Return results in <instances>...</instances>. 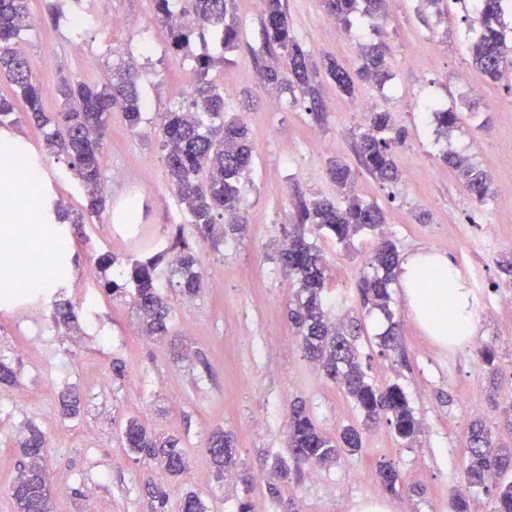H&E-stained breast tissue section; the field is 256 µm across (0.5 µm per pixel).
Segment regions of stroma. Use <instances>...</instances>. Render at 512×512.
Segmentation results:
<instances>
[{
    "label": "stroma",
    "mask_w": 512,
    "mask_h": 512,
    "mask_svg": "<svg viewBox=\"0 0 512 512\" xmlns=\"http://www.w3.org/2000/svg\"><path fill=\"white\" fill-rule=\"evenodd\" d=\"M58 18L47 11L49 0H28L37 29L22 32L18 48L48 92L46 111L59 102L54 87L60 78L102 80L113 68L130 64L143 75L142 89L149 117L141 133L128 130L120 113H113L104 144L103 175L108 197H137L140 233L148 245L162 246L185 214L168 184L166 168L151 123L156 113L180 100L192 83L194 58L226 56L209 77L231 105L252 99L249 128L256 149L253 168L243 184L248 224L243 233L227 235L212 245L192 243L200 257L203 286L191 297L171 294V318L166 336L146 335L127 301L105 295L103 274L119 275V264L132 250L127 235L115 234V208L82 227L68 226L61 237V279L28 304V291L18 290V306L0 307V362L16 379L0 383V512H17L10 487L18 474L19 445L29 427L39 428L48 448L52 473L50 495L55 512H156L149 489L166 484V512H177L181 498L197 493L207 512H237L249 501L252 512H359L361 503L377 501L389 512H450L452 497L468 490L471 512H493L495 490L467 489L462 469L467 426L482 419L499 434L501 412L512 404V309L487 314L485 298L512 291V200L496 188L512 182V159L500 145L512 140V94L504 84H486L483 96L469 94L460 74L469 63L461 42L459 10L447 18L423 24L418 0H391L380 30L364 20L349 40L336 38V23L320 0H288L293 31L313 57L329 54L356 67L363 44L382 36L394 61L385 88L363 85L357 100L392 113L407 138L397 154L399 168L414 173L397 183L383 184L357 168L355 191L366 202L382 207L400 255L426 249L448 255L463 284H481L473 296L478 324L476 341L455 345L434 341L411 313L400 286H392V315L368 312L357 284L371 257L376 233L359 236L353 248L314 236L326 258L330 305L336 317L360 326L357 341L363 367L376 383H399L418 418L422 432L412 444L398 439L387 425L367 431L361 451L340 462L305 472L301 477L268 483L275 460L287 457L288 408L303 400L316 424L327 433L359 424L352 402L334 382L307 360L288 325L293 284L281 270L279 253L288 238L295 193L336 197L326 174L335 156L355 161L362 130L352 119L354 101L324 88L325 120L315 123L300 106L288 104V93H269L260 83L253 54L261 50L259 0H237L242 29L238 48L223 50L219 39L194 42L191 56L168 51V31L154 19L152 0H56ZM93 18L73 50V11ZM416 51L421 63L401 65V57ZM441 101L459 112L477 111L476 123L454 136L455 150L486 170L494 186L485 202L471 199L444 164V140L419 105ZM12 129L0 128V139L19 141L27 153L44 161L39 189L69 210L85 205L84 191L70 176L64 160L48 155L43 132L27 122L24 105H16ZM480 215L472 225L475 236L497 242L493 251L473 253L463 247L458 227L468 214ZM117 260L109 272L97 264L101 253ZM75 306V318L55 323L52 307L58 298ZM395 325L397 347L381 350L377 336ZM496 351L493 365L482 363L477 347ZM120 361L122 376L112 371ZM76 396L78 410L67 413L63 391ZM26 393L17 401V393ZM135 417L156 433L178 440L186 468L177 476L154 464L135 463L123 450L119 428ZM235 438L238 459L247 467L251 484L238 471L216 478L207 451L214 432ZM388 465L403 477L400 494L385 491L376 471ZM363 481H356V474Z\"/></svg>",
    "instance_id": "stroma-1"
}]
</instances>
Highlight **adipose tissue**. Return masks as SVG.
<instances>
[{"label":"adipose tissue","mask_w":512,"mask_h":512,"mask_svg":"<svg viewBox=\"0 0 512 512\" xmlns=\"http://www.w3.org/2000/svg\"><path fill=\"white\" fill-rule=\"evenodd\" d=\"M41 249L37 263L21 260L29 246ZM52 225L32 231L17 224L0 226V280L18 288L43 290L52 286L59 269ZM399 279L412 314L434 340H448V315L461 295L452 260L441 253L419 250L408 254L399 269Z\"/></svg>","instance_id":"ef3b65f1"}]
</instances>
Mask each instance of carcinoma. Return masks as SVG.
Wrapping results in <instances>:
<instances>
[{
    "label": "carcinoma",
    "mask_w": 512,
    "mask_h": 512,
    "mask_svg": "<svg viewBox=\"0 0 512 512\" xmlns=\"http://www.w3.org/2000/svg\"><path fill=\"white\" fill-rule=\"evenodd\" d=\"M460 6L462 21L471 37L464 41L470 65L482 76L498 81L512 69V0H478L477 12L465 0H421L432 12L448 15V2ZM155 18L169 30V51L180 55L191 42L211 32L219 36L224 49H233L241 39V27L235 15L236 0H153ZM264 53L255 57V65L264 87L286 91L294 103L301 102L314 119L323 112L322 86L327 80L340 94L354 99L362 81L384 85L391 76V58L385 45L370 43L362 47L357 68L352 69L327 55L313 61L294 35L287 0H259ZM325 14L351 28L363 19L389 11V0H321ZM33 20L27 0H0V74L7 75L22 98L29 118L45 129L44 146L48 154L67 162L70 173L86 195L85 212L71 216L57 202L54 212L64 224H83L85 214L100 215L107 197L102 179V145L112 113L122 114L128 129L138 133L145 121V102L140 91V74L116 68L99 83L61 78L55 91L60 101L57 112L42 110L43 86L14 44L19 34L31 28ZM281 51L287 67L266 63L264 55ZM217 60L202 54L196 59L195 77L184 100L157 113L155 135L164 152L168 181L174 195L188 214L197 236L216 245L225 231L242 232L247 224L241 186L251 170L254 146L248 128L237 109L226 105L224 92L211 79ZM437 135L450 138L462 127L461 113L439 108L430 113ZM406 132L394 128L391 113L373 111L360 133L357 157L360 164L378 181L394 183L400 176L396 156ZM442 160L464 184L473 200L482 202L490 193L488 173L470 158L446 151ZM327 172L339 189L336 201L296 195L292 206L296 224L288 233V246L282 250L285 274L295 281L290 299L288 321L299 339L304 355L321 368L327 377L339 383L361 416L364 428L387 423L395 435L411 443L421 431L403 389L397 383L379 386L362 367L356 346L357 337L346 335L329 316V276L321 249L305 237L309 225L317 234L349 246L364 231H375L386 223L384 210L354 193L356 172L341 160H328ZM179 275L176 286L185 294L197 293L203 276L199 258L187 241L184 228L177 229L169 245L129 256L128 265L117 278L103 280L108 294H127L133 308L142 316L151 336L168 333L170 308L161 289L160 264L168 255ZM399 264L393 241L381 237L370 262L371 271L359 282L364 306L391 316V284ZM121 440L129 457L136 462L160 461L165 471L175 476L185 469V456L174 440L151 435L134 418L127 420ZM288 448L293 467L278 461L268 480L285 479L304 468L323 467L362 448V438L354 426L344 427L330 437L314 422L303 402L288 410ZM24 461L11 487L18 512H53L49 494L47 448L41 431L30 429L21 443ZM208 452L217 473L237 465V449L232 435L216 433L208 441ZM463 467L470 488H497L494 512H512V448L494 446L481 422L469 426L468 445ZM378 478L392 493L402 484L401 475L388 465L378 468ZM179 512H206L202 499L186 494Z\"/></svg>",
    "instance_id": "carcinoma-1"
}]
</instances>
